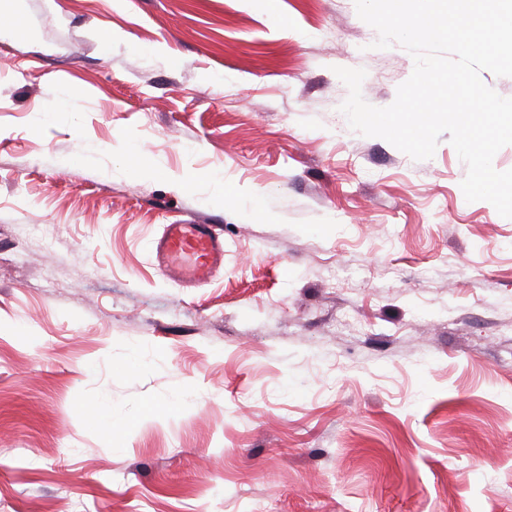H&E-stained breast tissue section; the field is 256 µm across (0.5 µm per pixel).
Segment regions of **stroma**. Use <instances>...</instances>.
<instances>
[{
    "instance_id": "obj_1",
    "label": "stroma",
    "mask_w": 512,
    "mask_h": 512,
    "mask_svg": "<svg viewBox=\"0 0 512 512\" xmlns=\"http://www.w3.org/2000/svg\"><path fill=\"white\" fill-rule=\"evenodd\" d=\"M275 2L0 0V512H512V219L350 128L414 69L355 0ZM156 257L166 267L190 258L189 277L203 282L224 264V236L214 224H168L156 246Z\"/></svg>"
}]
</instances>
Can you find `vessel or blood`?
<instances>
[{
  "instance_id": "b4317fda",
  "label": "vessel or blood",
  "mask_w": 512,
  "mask_h": 512,
  "mask_svg": "<svg viewBox=\"0 0 512 512\" xmlns=\"http://www.w3.org/2000/svg\"><path fill=\"white\" fill-rule=\"evenodd\" d=\"M156 257L166 266L190 258V278L203 282L224 263V237L212 224H168L156 246Z\"/></svg>"
}]
</instances>
